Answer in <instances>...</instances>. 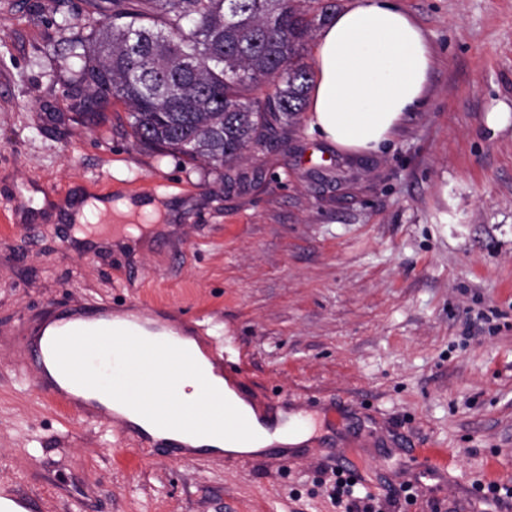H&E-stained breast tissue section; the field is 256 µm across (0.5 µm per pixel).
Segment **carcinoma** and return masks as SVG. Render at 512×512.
I'll list each match as a JSON object with an SVG mask.
<instances>
[{
	"label": "carcinoma",
	"instance_id": "cac0c4a2",
	"mask_svg": "<svg viewBox=\"0 0 512 512\" xmlns=\"http://www.w3.org/2000/svg\"><path fill=\"white\" fill-rule=\"evenodd\" d=\"M61 28L80 61L70 77L92 119L110 100L128 107L142 147L221 174L302 111L311 81L301 50L333 0H89ZM88 33H83V30ZM269 83L264 99L255 90Z\"/></svg>",
	"mask_w": 512,
	"mask_h": 512
}]
</instances>
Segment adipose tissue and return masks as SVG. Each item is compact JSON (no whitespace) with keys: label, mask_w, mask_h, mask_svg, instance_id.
Segmentation results:
<instances>
[{"label":"adipose tissue","mask_w":512,"mask_h":512,"mask_svg":"<svg viewBox=\"0 0 512 512\" xmlns=\"http://www.w3.org/2000/svg\"><path fill=\"white\" fill-rule=\"evenodd\" d=\"M433 66L422 29L394 0H353L318 35L310 133L350 154L379 152L421 108ZM106 210L118 221L139 213L156 222L169 208L163 197L137 204L91 199L72 208L71 217L83 224Z\"/></svg>","instance_id":"adipose-tissue-1"}]
</instances>
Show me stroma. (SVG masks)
I'll return each mask as SVG.
<instances>
[{
    "instance_id": "stroma-1",
    "label": "stroma",
    "mask_w": 512,
    "mask_h": 512,
    "mask_svg": "<svg viewBox=\"0 0 512 512\" xmlns=\"http://www.w3.org/2000/svg\"><path fill=\"white\" fill-rule=\"evenodd\" d=\"M395 2L436 61L394 145L353 159L302 117L223 179L137 145L121 103L80 114L58 27L85 0H0V484L44 512H333L322 471L355 448L371 494L418 482L383 512H512L470 494L489 464L512 471V123L487 124L512 111V0ZM160 183L175 208L139 238L76 237L35 200ZM152 300L226 339L263 414L311 403L332 423L284 468L183 462L21 385L47 314ZM427 443L447 478L406 471Z\"/></svg>"
}]
</instances>
